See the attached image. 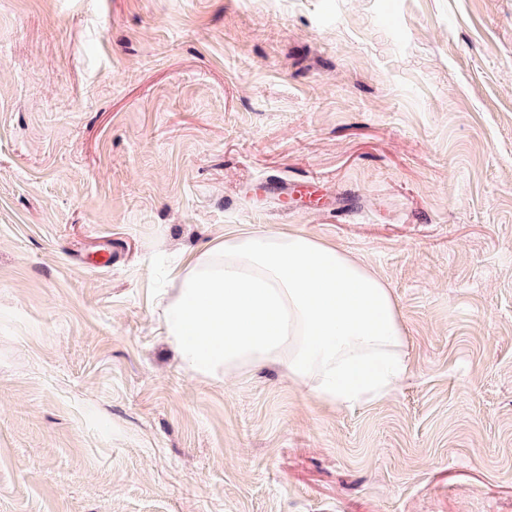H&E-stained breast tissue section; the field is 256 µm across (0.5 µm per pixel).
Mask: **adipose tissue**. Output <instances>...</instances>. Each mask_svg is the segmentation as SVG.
I'll list each match as a JSON object with an SVG mask.
<instances>
[{
  "mask_svg": "<svg viewBox=\"0 0 512 512\" xmlns=\"http://www.w3.org/2000/svg\"><path fill=\"white\" fill-rule=\"evenodd\" d=\"M166 334L197 371L277 366L332 405L382 397L406 370L389 288L297 232L240 233L209 249L170 300Z\"/></svg>",
  "mask_w": 512,
  "mask_h": 512,
  "instance_id": "1",
  "label": "adipose tissue"
}]
</instances>
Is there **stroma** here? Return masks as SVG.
<instances>
[{"label": "stroma", "mask_w": 512, "mask_h": 512, "mask_svg": "<svg viewBox=\"0 0 512 512\" xmlns=\"http://www.w3.org/2000/svg\"><path fill=\"white\" fill-rule=\"evenodd\" d=\"M288 230L390 288L387 395L172 350ZM0 512H512V0H0Z\"/></svg>", "instance_id": "35a3bbf8"}]
</instances>
